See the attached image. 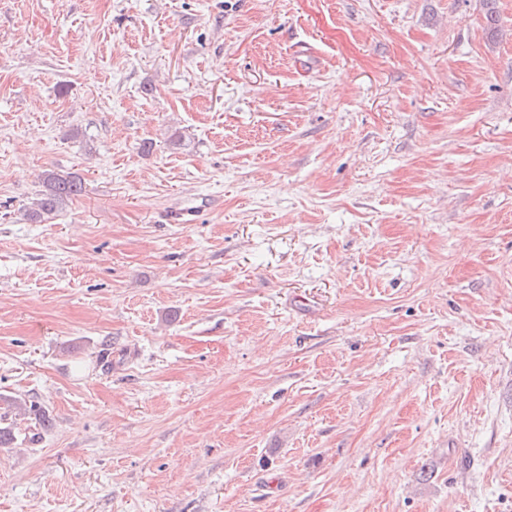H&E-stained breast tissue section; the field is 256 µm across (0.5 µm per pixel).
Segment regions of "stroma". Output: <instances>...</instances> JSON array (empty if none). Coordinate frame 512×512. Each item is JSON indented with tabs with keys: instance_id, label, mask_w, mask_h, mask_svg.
<instances>
[{
	"instance_id": "obj_1",
	"label": "stroma",
	"mask_w": 512,
	"mask_h": 512,
	"mask_svg": "<svg viewBox=\"0 0 512 512\" xmlns=\"http://www.w3.org/2000/svg\"><path fill=\"white\" fill-rule=\"evenodd\" d=\"M11 399L0 512H512V0H0ZM44 183L46 190L35 202L34 207L26 213L27 219L31 223H42L58 211L71 196L77 195L83 190L81 180H77L73 176L49 174L45 177Z\"/></svg>"
}]
</instances>
